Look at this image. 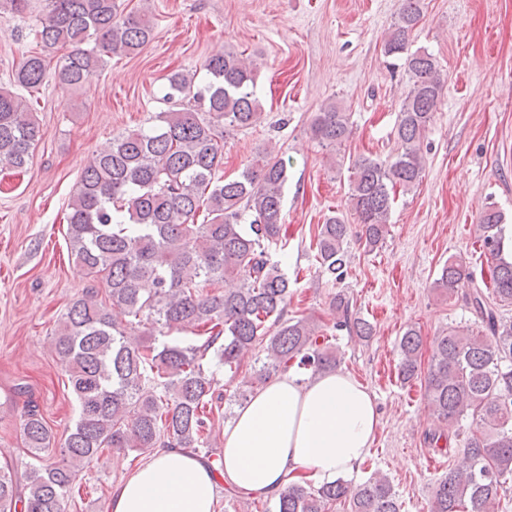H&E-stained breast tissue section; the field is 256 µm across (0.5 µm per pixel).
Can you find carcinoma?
Here are the masks:
<instances>
[{
  "label": "carcinoma",
  "instance_id": "obj_1",
  "mask_svg": "<svg viewBox=\"0 0 512 512\" xmlns=\"http://www.w3.org/2000/svg\"><path fill=\"white\" fill-rule=\"evenodd\" d=\"M37 32L42 47H65L56 63L32 52L15 73L14 86L36 89L51 77L63 90L90 84L105 57L131 55L153 37L144 10L124 14L116 0H46ZM421 0H399L384 43L385 54L403 61L409 90L400 102L397 153L388 161L360 156L348 163L349 206L360 239L376 248L388 234L397 191L418 186L425 170L421 140L444 95L433 54L409 49L422 19ZM208 82L195 75L168 77L169 104L155 123L112 137L111 146L85 165L67 213L70 256L90 278L68 306L51 339L78 404V417L61 439L27 404L24 445L32 463L18 483L0 466V512H68L80 488V472L110 450L151 455L180 449L216 469L217 447L233 406L293 363L316 376L340 363L336 345L304 314L288 316L290 283L272 253L285 247L283 158L263 149L234 179L224 178V128H247L258 119L255 69L235 52H217L202 64ZM206 107L207 117L189 106ZM309 132L323 147L349 138L348 115L327 104ZM40 136L31 107L20 94L0 89V165L23 168ZM502 214L487 208L479 219L481 247L491 257L489 278H476L450 256L432 282L441 296L463 291L483 329L453 327L433 340L421 372L420 333L400 337L399 376L423 378L424 398L444 427L425 434L432 448L449 440L465 417L473 430L462 463L436 483L430 512H491L512 481V320L498 306H512V247L505 244ZM351 225L327 215L314 236L317 261L336 280L347 273ZM336 326L359 336L373 326L353 316L345 295L330 301ZM148 318L167 331H189L187 345L156 343L136 334ZM258 349L244 388L227 392L216 378L227 367L238 375L242 359ZM60 449L62 462L52 461ZM400 512L389 480L380 474L358 488L338 479L312 486L288 484L274 512Z\"/></svg>",
  "mask_w": 512,
  "mask_h": 512
}]
</instances>
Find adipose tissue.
Masks as SVG:
<instances>
[{"label":"adipose tissue","instance_id":"ef3b65f1","mask_svg":"<svg viewBox=\"0 0 512 512\" xmlns=\"http://www.w3.org/2000/svg\"><path fill=\"white\" fill-rule=\"evenodd\" d=\"M379 425L372 396L350 375L330 371L301 384L286 372L237 411L224 433L221 473L184 451H159L115 487L111 512H214L219 475L272 499L302 473L330 482L358 471Z\"/></svg>","mask_w":512,"mask_h":512}]
</instances>
